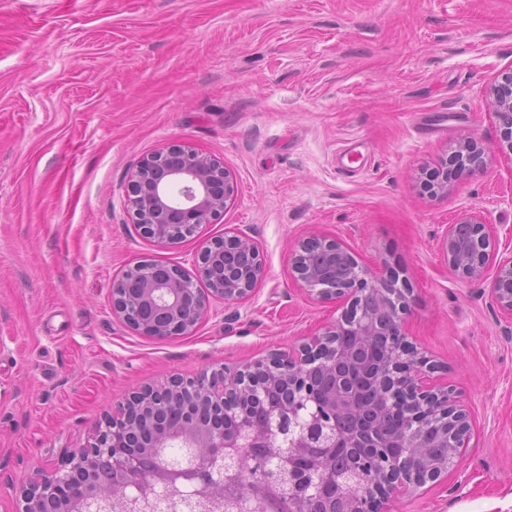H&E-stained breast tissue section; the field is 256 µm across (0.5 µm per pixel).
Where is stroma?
<instances>
[{"label":"stroma","instance_id":"1","mask_svg":"<svg viewBox=\"0 0 512 512\" xmlns=\"http://www.w3.org/2000/svg\"><path fill=\"white\" fill-rule=\"evenodd\" d=\"M510 66L512 0H0V512H21L20 486L137 387L266 358L340 318L343 302L293 279L311 232L407 279L403 330L469 414L459 467L397 512H512V318L440 251L473 215L512 254V157L439 198L420 175L461 138L495 144L488 88ZM171 144L222 162L237 189L161 248L126 190ZM227 231L265 263L247 299L211 302L171 338L113 315L126 268L194 273Z\"/></svg>","mask_w":512,"mask_h":512}]
</instances>
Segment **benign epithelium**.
<instances>
[{
	"instance_id": "benign-epithelium-1",
	"label": "benign epithelium",
	"mask_w": 512,
	"mask_h": 512,
	"mask_svg": "<svg viewBox=\"0 0 512 512\" xmlns=\"http://www.w3.org/2000/svg\"><path fill=\"white\" fill-rule=\"evenodd\" d=\"M500 138L483 151L459 144L432 171L430 192L448 195V182L485 165V153L512 154V66L489 88ZM235 183L227 169L192 148L171 145L142 158L127 186V201L140 233L160 246L193 236L227 208ZM490 233L469 216L448 225L441 253L450 271L481 279L493 270L491 298L512 317V255L490 251ZM295 281L322 300L346 304L340 319L293 351L236 370L220 368L196 378L134 391L117 415L108 414L92 442L73 449L56 469L39 474L21 491L23 512H281L264 495L231 488L253 448L269 454L254 480L269 489L302 487L303 512H394L399 496L438 480L456 466L469 440V423L454 388L427 382L437 369L402 332L411 290L398 279H368L369 272L338 240L312 234L292 256ZM263 259L246 234L224 235L201 249L194 286L181 268L139 262L112 287V312L143 336L167 338L192 331L209 298L236 302L264 277ZM383 336L400 343L372 377L378 404L402 403V437L391 442L341 417L355 408L351 376L321 387L320 372L355 364L356 353ZM442 446L435 457L430 448ZM178 447L177 459L167 449ZM338 448H367L371 474L352 467L337 476L298 463Z\"/></svg>"
}]
</instances>
